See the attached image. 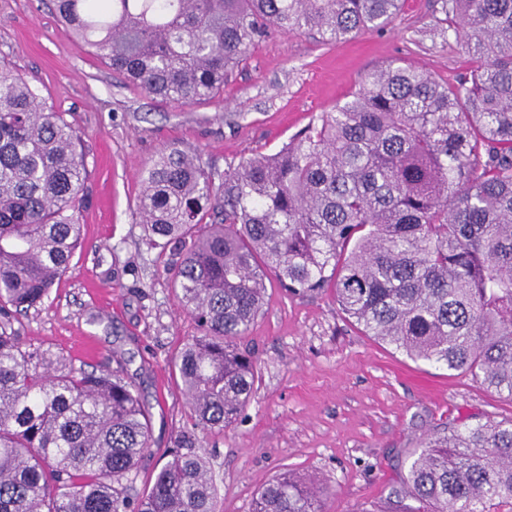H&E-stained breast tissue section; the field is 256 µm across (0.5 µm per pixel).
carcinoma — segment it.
I'll return each instance as SVG.
<instances>
[{
  "instance_id": "carcinoma-1",
  "label": "carcinoma",
  "mask_w": 512,
  "mask_h": 512,
  "mask_svg": "<svg viewBox=\"0 0 512 512\" xmlns=\"http://www.w3.org/2000/svg\"><path fill=\"white\" fill-rule=\"evenodd\" d=\"M56 17L149 96L224 92L270 28L339 43L386 27L401 0H53ZM475 65L453 81L391 63L366 74L272 155L217 178L170 148L142 169L148 243L170 249L176 299L197 323L172 369L191 429L149 490L138 394L118 372L76 371L27 350L10 318L42 303L80 244L88 176L80 136L41 90L0 65V512H216L194 431L222 433L250 403L239 340L266 280L330 291L366 335L512 399V0H444ZM424 512H492L512 500V419L428 439L396 492ZM252 512H324L315 482L283 472Z\"/></svg>"
}]
</instances>
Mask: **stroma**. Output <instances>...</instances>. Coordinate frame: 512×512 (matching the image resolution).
Returning <instances> with one entry per match:
<instances>
[{
	"label": "stroma",
	"instance_id": "1",
	"mask_svg": "<svg viewBox=\"0 0 512 512\" xmlns=\"http://www.w3.org/2000/svg\"><path fill=\"white\" fill-rule=\"evenodd\" d=\"M445 27L442 0H406L387 27L336 44L275 29L220 97L180 106L127 86L60 25L52 0H0V64L40 86L79 131L88 168L82 245L49 297L12 326L23 344L63 353L75 369L123 367L151 415L153 462L136 492L148 490L188 423L169 361L197 332L176 300L171 254L145 244L143 164L176 147L220 174L273 153L395 60L450 79L470 55ZM241 345L258 363L251 401L224 433L198 438L216 512H250L257 490L285 471L319 481L325 512H395L390 494L431 435L512 418V400L470 375L364 335L330 292L294 296L268 283Z\"/></svg>",
	"mask_w": 512,
	"mask_h": 512
}]
</instances>
